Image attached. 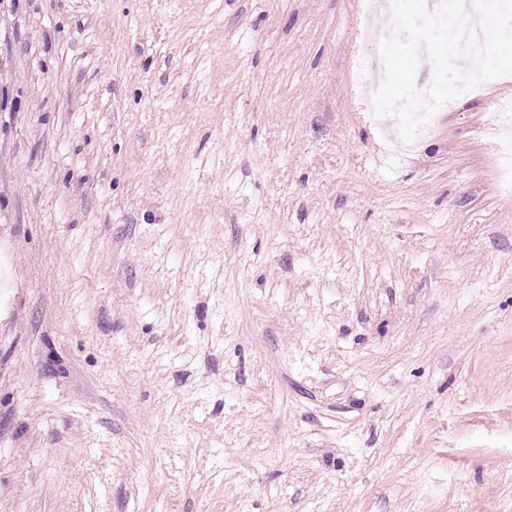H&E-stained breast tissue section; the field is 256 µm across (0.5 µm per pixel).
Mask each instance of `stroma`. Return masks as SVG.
Wrapping results in <instances>:
<instances>
[{
    "label": "stroma",
    "instance_id": "obj_1",
    "mask_svg": "<svg viewBox=\"0 0 512 512\" xmlns=\"http://www.w3.org/2000/svg\"><path fill=\"white\" fill-rule=\"evenodd\" d=\"M369 0H0V512H512V74L404 143Z\"/></svg>",
    "mask_w": 512,
    "mask_h": 512
}]
</instances>
